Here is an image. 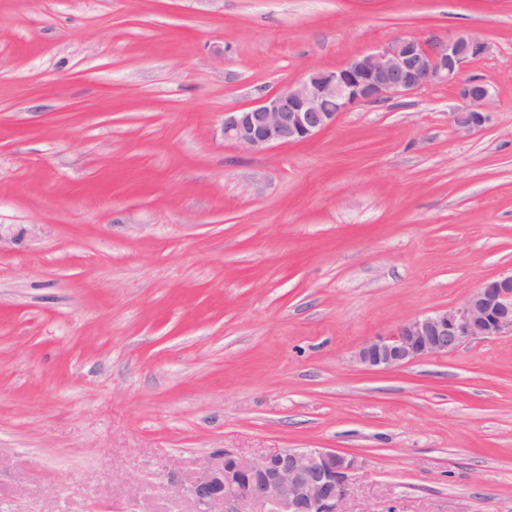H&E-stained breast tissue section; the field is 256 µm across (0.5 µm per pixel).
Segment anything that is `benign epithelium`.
I'll return each instance as SVG.
<instances>
[{
	"mask_svg": "<svg viewBox=\"0 0 512 512\" xmlns=\"http://www.w3.org/2000/svg\"><path fill=\"white\" fill-rule=\"evenodd\" d=\"M491 45L476 33L446 38L404 37L350 59L332 70H313L280 93L224 113V139L249 152L305 143L360 105L413 94L437 83L456 89L462 107L452 112L457 133L469 135L489 119L492 91L478 79H462ZM26 230L0 224V251ZM512 329V274L484 281L459 308L409 319L384 337L364 343L357 361L371 370H393L457 350L472 338ZM356 458L327 448H287L247 460L226 451L203 462L198 475L176 485L195 512H343Z\"/></svg>",
	"mask_w": 512,
	"mask_h": 512,
	"instance_id": "1",
	"label": "benign epithelium"
}]
</instances>
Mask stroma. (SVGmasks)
<instances>
[{"mask_svg":"<svg viewBox=\"0 0 512 512\" xmlns=\"http://www.w3.org/2000/svg\"><path fill=\"white\" fill-rule=\"evenodd\" d=\"M452 87L259 153L226 111L401 36ZM0 512H193L230 450L357 457L345 512H512V331L355 355L512 273V0H0Z\"/></svg>","mask_w":512,"mask_h":512,"instance_id":"stroma-1","label":"stroma"}]
</instances>
